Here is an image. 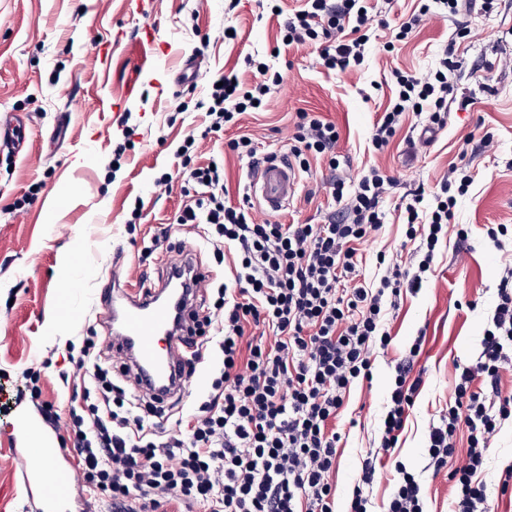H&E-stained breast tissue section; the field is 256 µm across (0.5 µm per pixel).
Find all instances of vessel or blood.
<instances>
[{
  "label": "vessel or blood",
  "instance_id": "b4317fda",
  "mask_svg": "<svg viewBox=\"0 0 512 512\" xmlns=\"http://www.w3.org/2000/svg\"><path fill=\"white\" fill-rule=\"evenodd\" d=\"M297 184L294 171L285 162L272 161L253 175L250 195L268 211L277 212L294 196ZM163 293V288L153 287L113 301L112 330L106 342L113 356L132 363L143 388L166 400L185 388L205 387L206 377L181 370L187 350L183 338L197 309L195 299L186 300L181 324L176 327L161 301ZM21 438L29 440V447H17ZM9 440L16 445L14 454L21 461L22 479L36 512H89L90 502L75 496L77 476L55 429L31 417L12 429Z\"/></svg>",
  "mask_w": 512,
  "mask_h": 512
}]
</instances>
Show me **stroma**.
<instances>
[{"label": "stroma", "mask_w": 512, "mask_h": 512, "mask_svg": "<svg viewBox=\"0 0 512 512\" xmlns=\"http://www.w3.org/2000/svg\"><path fill=\"white\" fill-rule=\"evenodd\" d=\"M280 24L266 0H156L148 16L133 12L128 0H0V115L31 120L20 150L0 155V512H32L7 433L21 417L39 416L47 402L67 416L84 391L70 355L89 337L97 349L107 347L114 261L124 264L128 280L145 271L160 282L163 257L146 259L142 250L167 226L173 245L193 249L214 278L224 279L223 264L202 247L197 230L174 223L187 201L188 173L223 156L229 199L241 201L246 165L225 152V142L245 134L259 149L280 148L289 144L302 111L335 123L336 151L346 159L340 176L356 181L364 168L378 166L396 183L394 205L417 189L432 191L460 151L470 157L472 186L457 199L430 271L390 314L391 345L374 349L372 381L352 387L336 420L342 436L336 508L345 512L361 462L379 443L395 362L425 332L414 367L423 386L395 457L421 480L427 512H448V480L425 469L428 430L453 395L455 364L475 361L496 286L512 264V247L499 249L484 238L485 225H512V0H495L488 11L474 0L454 18L433 17L390 53L369 44L361 70L344 73L325 71L311 45L272 57ZM147 25L158 30L156 46L136 37ZM231 29L237 32L232 39ZM117 31L126 35L123 45L100 59L99 49ZM449 47L467 65L455 79L446 128L431 142L408 144L420 123L412 116L387 150L373 152L372 125L392 94V70L425 76ZM193 54L203 58V79L172 84L182 59ZM251 57L269 61L282 83L263 111L202 136L199 104L209 87L231 73L251 81ZM131 85L136 92L129 96ZM488 133L490 152L481 145ZM165 174L171 177L166 192L155 186ZM328 177L325 166H313L277 219L321 223L332 209ZM136 208L138 221L131 218ZM463 226L470 238L461 248ZM403 234L392 215L362 244L366 283L376 279L379 257L410 261ZM32 369L40 373L35 384ZM35 385L42 391L37 398ZM488 444L484 479L493 492L503 467L512 464V421L490 434Z\"/></svg>", "instance_id": "1"}]
</instances>
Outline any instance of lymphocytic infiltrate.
Wrapping results in <instances>:
<instances>
[{"instance_id": "obj_1", "label": "lymphocytic infiltrate", "mask_w": 512, "mask_h": 512, "mask_svg": "<svg viewBox=\"0 0 512 512\" xmlns=\"http://www.w3.org/2000/svg\"><path fill=\"white\" fill-rule=\"evenodd\" d=\"M374 22L368 0H303L283 24L282 44L317 46L325 69L344 72L363 64ZM249 65L251 84L231 75L208 90L205 134L237 125L279 86L282 76L270 64L253 59ZM464 65L449 49L425 77L393 71L397 94L372 126L373 151L388 148L406 113L421 111L429 125L444 127L454 77ZM338 139L333 123L302 112L292 143L279 151L301 175L310 173L312 160L326 161L329 191L340 208L321 224L256 220L252 203L227 200L223 160L190 171L197 191L175 223L203 228L214 251L230 247L235 254L232 284L217 288L221 318H194L187 370L214 350L221 362L185 429L167 432L175 402L129 393L127 368L115 367L94 341L73 360L84 378V404L66 424L70 448L85 487L107 493L112 512H165L175 499L207 512H335L340 437L329 424L352 385L369 379L372 347L390 345L386 311L397 307L403 290L421 288L456 197L470 183L469 163L462 160L441 177L432 203L414 194L402 222L407 242H420L423 257L414 267L386 265L370 288L359 278L356 245L382 229L395 182L374 166L358 183L346 184L337 174ZM497 297L475 363L456 367L454 401L429 429L427 468L448 478L449 512H495L482 473L489 435L512 418V392L500 387L501 371L512 363V268L502 275ZM260 325L274 333V345L254 334ZM423 344L416 338L394 366L379 444L366 453L347 512H369L364 489L374 483L381 460H392L400 446L423 385L412 374ZM463 424L469 428L467 461L458 466L456 436ZM394 471L382 512H425L420 480L402 463L395 462Z\"/></svg>"}]
</instances>
